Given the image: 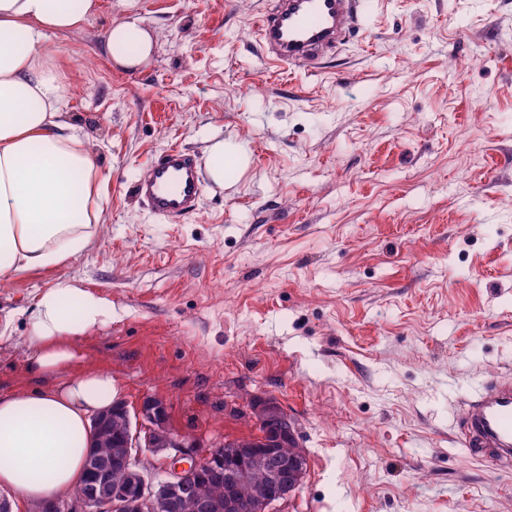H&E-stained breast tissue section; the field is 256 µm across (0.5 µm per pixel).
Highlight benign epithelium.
<instances>
[{"label":"benign epithelium","instance_id":"obj_1","mask_svg":"<svg viewBox=\"0 0 512 512\" xmlns=\"http://www.w3.org/2000/svg\"><path fill=\"white\" fill-rule=\"evenodd\" d=\"M250 411L260 423L280 411L271 400H256ZM125 425L124 442L118 448L115 474L97 462V448L112 442V422ZM262 437L239 443L237 448H196L168 425V405L158 396L144 398L135 412L126 405H115L98 413L92 420V441L87 454L89 483L80 487L71 501L41 502L33 512H171L181 508L180 489L184 481L207 468L221 454L230 464L231 477L224 502L218 512H238L240 505L252 501L264 512H272L275 503L287 499L303 482L305 453L293 447L281 469L289 481L267 465L268 449L261 447ZM163 460L164 478L151 477L140 460L142 448Z\"/></svg>","mask_w":512,"mask_h":512}]
</instances>
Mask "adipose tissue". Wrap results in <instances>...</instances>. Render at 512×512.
<instances>
[{
	"label": "adipose tissue",
	"mask_w": 512,
	"mask_h": 512,
	"mask_svg": "<svg viewBox=\"0 0 512 512\" xmlns=\"http://www.w3.org/2000/svg\"><path fill=\"white\" fill-rule=\"evenodd\" d=\"M108 30L103 51L134 70L149 60L154 34L136 0ZM97 0H0V276L57 268L80 256L101 222L104 175L88 137L64 112V84L47 45L52 32H76ZM247 168L233 140L207 147L205 175L224 183L225 163ZM112 320V304L71 280L43 291L29 316L27 373L40 387L0 394V491L13 512L72 497L85 479L90 420L119 390L109 371L83 369L86 334Z\"/></svg>",
	"instance_id": "ef3b65f1"
}]
</instances>
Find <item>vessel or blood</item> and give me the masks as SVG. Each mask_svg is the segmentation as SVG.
Listing matches in <instances>:
<instances>
[{
	"mask_svg": "<svg viewBox=\"0 0 512 512\" xmlns=\"http://www.w3.org/2000/svg\"><path fill=\"white\" fill-rule=\"evenodd\" d=\"M369 0H272L254 28L266 64L273 69H317L356 31ZM198 159L173 146L161 152L138 179L135 191L154 214L177 219L192 213L203 192ZM451 430L474 458L512 470V378L480 382L455 409Z\"/></svg>",
	"mask_w": 512,
	"mask_h": 512,
	"instance_id": "vessel-or-blood-1",
	"label": "vessel or blood"
}]
</instances>
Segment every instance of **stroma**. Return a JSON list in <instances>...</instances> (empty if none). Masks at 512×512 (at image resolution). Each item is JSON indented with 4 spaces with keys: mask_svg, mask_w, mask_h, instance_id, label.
<instances>
[{
    "mask_svg": "<svg viewBox=\"0 0 512 512\" xmlns=\"http://www.w3.org/2000/svg\"><path fill=\"white\" fill-rule=\"evenodd\" d=\"M100 3L49 40L105 176L100 229L67 265L0 278V392L35 386L26 315L68 278L112 303L82 347L128 409L162 397L207 447L278 403L308 470L276 512H512V472L449 426L512 375V0H382L313 72L265 64L267 0H137L155 45L125 72ZM215 135L247 169L177 220L138 201L154 155Z\"/></svg>",
    "mask_w": 512,
    "mask_h": 512,
    "instance_id": "35a3bbf8",
    "label": "stroma"
}]
</instances>
